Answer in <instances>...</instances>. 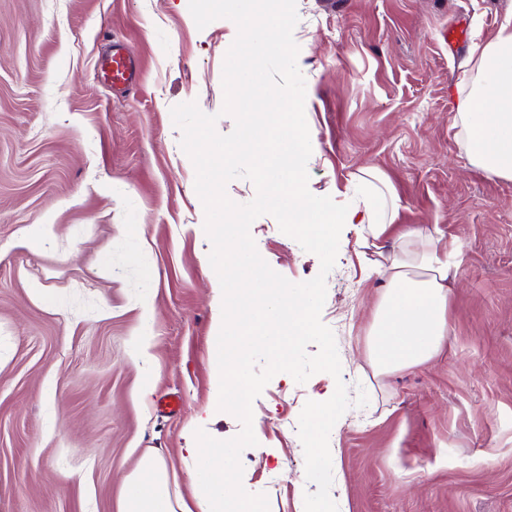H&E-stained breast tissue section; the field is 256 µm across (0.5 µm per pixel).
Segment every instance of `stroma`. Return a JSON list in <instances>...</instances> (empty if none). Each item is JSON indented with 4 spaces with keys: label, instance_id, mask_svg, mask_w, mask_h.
<instances>
[{
    "label": "stroma",
    "instance_id": "obj_1",
    "mask_svg": "<svg viewBox=\"0 0 512 512\" xmlns=\"http://www.w3.org/2000/svg\"><path fill=\"white\" fill-rule=\"evenodd\" d=\"M306 83L300 116L317 142L302 158L329 208L357 205L354 177L377 168L399 223L436 224L462 245L450 334L430 362L381 376L368 356L378 277L364 278L358 227L345 225L326 277L322 322L350 407L329 448L338 512H512V180L473 167L454 127L467 46L488 39L512 0H296ZM237 35L198 28L188 0H0V512H118L142 458L165 461L172 495L200 474L187 450L204 429L241 424L217 410L222 298L212 286L195 169L173 106L222 114V68ZM138 65L114 92L112 48ZM32 224L49 225L40 248ZM138 225L130 235L129 225ZM260 256L294 283L320 261L256 218ZM327 373L276 374L253 402L255 446L242 485L269 512H305L298 420L325 401Z\"/></svg>",
    "mask_w": 512,
    "mask_h": 512
}]
</instances>
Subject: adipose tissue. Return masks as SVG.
<instances>
[{
	"label": "adipose tissue",
	"instance_id": "ef3b65f1",
	"mask_svg": "<svg viewBox=\"0 0 512 512\" xmlns=\"http://www.w3.org/2000/svg\"><path fill=\"white\" fill-rule=\"evenodd\" d=\"M464 67L455 116L469 161L487 174L512 179V12L493 37L472 45ZM287 147V163L262 170L260 200L281 202L290 223L319 246L338 224L358 225L361 247L391 241L390 252L366 264L384 283L373 305L369 357L381 374L428 362L449 334L452 266L439 246L440 228L398 223V201L385 177L372 167L361 168L355 177L366 191L362 205L329 210L309 192L299 165L303 152L315 151L314 140L297 126ZM191 454L204 468L192 500L171 496L163 462L148 456L125 479L119 512H258L257 504L229 495L235 478L225 466L222 444L208 442Z\"/></svg>",
	"mask_w": 512,
	"mask_h": 512
}]
</instances>
